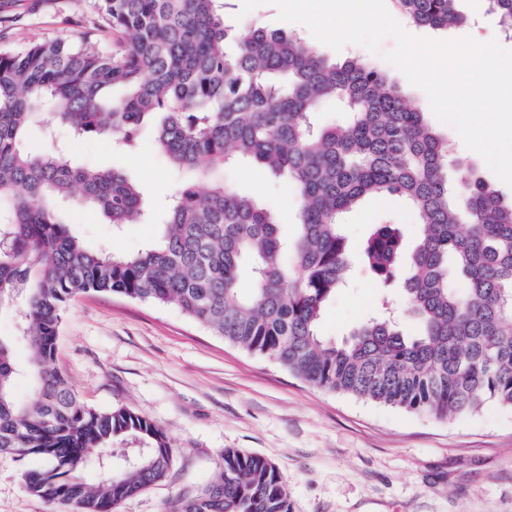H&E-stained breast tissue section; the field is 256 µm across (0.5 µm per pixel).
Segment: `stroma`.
<instances>
[{
	"label": "stroma",
	"instance_id": "1",
	"mask_svg": "<svg viewBox=\"0 0 512 512\" xmlns=\"http://www.w3.org/2000/svg\"><path fill=\"white\" fill-rule=\"evenodd\" d=\"M96 4L0 0V49L57 38L77 42L85 36L107 44V37L96 32ZM459 7L469 22L448 30V39H493L512 50V38L505 36L488 0H460ZM246 20L288 31L336 61L360 56L386 66L383 54L394 46L387 38L376 53L356 44L337 51L317 42L305 25L281 20L272 0L248 12L243 0H230L225 25L236 29ZM386 68L456 154L503 196H511L512 187L467 149L452 127L438 122L426 93L397 68ZM56 138L73 165L122 170L140 183L146 200L148 223L129 224L116 233L93 219L76 227L85 242L96 249L134 252L151 241L166 221L165 201L174 187L163 160L147 146L131 159L92 137L75 147L62 128ZM234 184L275 206L283 234L294 236L298 207L285 181L243 170ZM380 213L402 225L407 240L417 238L420 226L402 201L374 199L345 221L352 248L369 236ZM381 293L380 283L354 263L352 288L325 308L323 334L347 337ZM55 363L86 405L128 406L153 421L177 448L167 478L123 501L117 512H164L172 500L214 479L227 448L272 462L287 482L292 512H512V408L490 402L474 414L439 421L332 394L267 357L211 335L176 308L100 293L79 296L69 305ZM37 465L34 458L0 454V512H65L28 492L23 473Z\"/></svg>",
	"mask_w": 512,
	"mask_h": 512
}]
</instances>
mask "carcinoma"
I'll return each mask as SVG.
<instances>
[{"mask_svg": "<svg viewBox=\"0 0 512 512\" xmlns=\"http://www.w3.org/2000/svg\"><path fill=\"white\" fill-rule=\"evenodd\" d=\"M417 27L446 31L465 16L457 0H396ZM512 30V0H490ZM109 47L68 39L0 51V454L33 457L27 490L72 512H114L163 480L175 454L165 433L125 406H87L55 365L70 301L90 292L173 306L211 334L267 356L309 384L451 419L488 402L512 408V200L465 162L448 160L434 131L361 57L332 61L285 31L224 26L217 0H100ZM333 106L346 118L320 125ZM152 149L176 178L155 242L132 253L86 245L60 217L69 202L114 227L145 223L139 185L118 170L74 167L51 132L97 137L126 156ZM258 167L291 183L300 200L293 239L277 211L215 174ZM396 197L422 233L407 249L394 224H377L363 254L400 290L417 330L371 316L337 342L321 335L325 306L351 265L343 217L369 198ZM250 290L239 285L243 268ZM31 398L14 392L17 378ZM112 454L98 483L88 453ZM167 512H291L267 459L226 448L216 478Z\"/></svg>", "mask_w": 512, "mask_h": 512, "instance_id": "1", "label": "carcinoma"}]
</instances>
